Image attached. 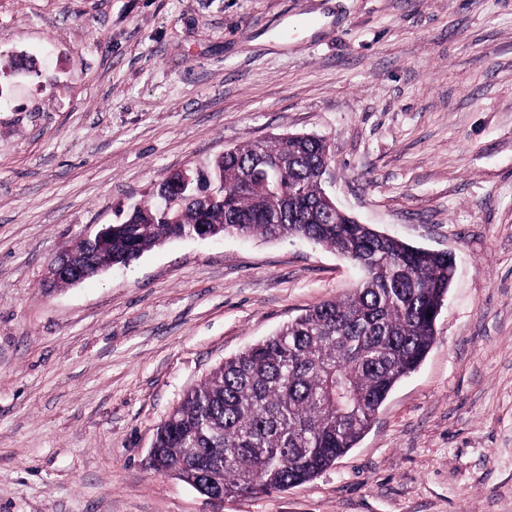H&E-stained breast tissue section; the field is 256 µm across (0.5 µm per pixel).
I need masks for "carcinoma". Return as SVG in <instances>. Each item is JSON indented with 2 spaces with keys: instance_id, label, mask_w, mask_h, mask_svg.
I'll return each instance as SVG.
<instances>
[{
  "instance_id": "obj_1",
  "label": "carcinoma",
  "mask_w": 512,
  "mask_h": 512,
  "mask_svg": "<svg viewBox=\"0 0 512 512\" xmlns=\"http://www.w3.org/2000/svg\"><path fill=\"white\" fill-rule=\"evenodd\" d=\"M326 140L282 136L233 147L157 186L179 203L133 206L112 246L83 241L95 268L126 266L159 243L204 231L329 247L360 271L344 298L318 303L224 361L156 431L150 469L235 497L306 483L356 447L396 384L435 340L455 257L380 235L326 199Z\"/></svg>"
}]
</instances>
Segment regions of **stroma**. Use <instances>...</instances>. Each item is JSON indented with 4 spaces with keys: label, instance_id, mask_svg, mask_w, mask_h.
<instances>
[{
    "label": "stroma",
    "instance_id": "1",
    "mask_svg": "<svg viewBox=\"0 0 512 512\" xmlns=\"http://www.w3.org/2000/svg\"><path fill=\"white\" fill-rule=\"evenodd\" d=\"M288 133L326 138L340 208L457 272L355 448L219 503L149 468L157 427L357 269L226 235L48 270L168 175ZM0 512H512V0H0ZM82 265L83 267L86 266L85 261L74 255L71 249H68L59 255L55 264L51 267L50 279L52 281L61 279L58 283L65 285H68L69 281L73 285L80 283L84 280V274L87 272Z\"/></svg>",
    "mask_w": 512,
    "mask_h": 512
}]
</instances>
